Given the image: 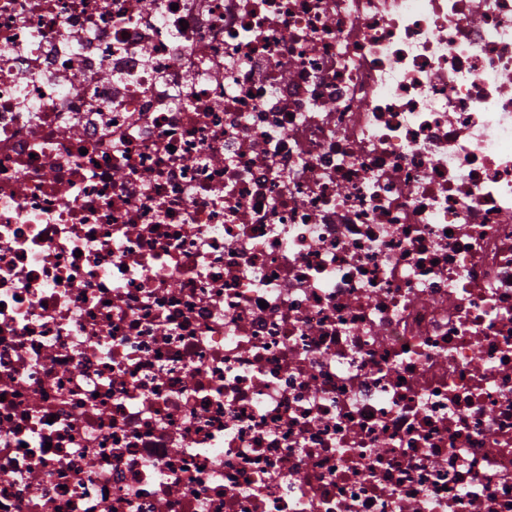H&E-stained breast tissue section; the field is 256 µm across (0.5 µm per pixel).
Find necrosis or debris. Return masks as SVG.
Wrapping results in <instances>:
<instances>
[{
    "mask_svg": "<svg viewBox=\"0 0 512 512\" xmlns=\"http://www.w3.org/2000/svg\"><path fill=\"white\" fill-rule=\"evenodd\" d=\"M0 512H512V0H0Z\"/></svg>",
    "mask_w": 512,
    "mask_h": 512,
    "instance_id": "4bbe7bcc",
    "label": "necrosis or debris"
}]
</instances>
